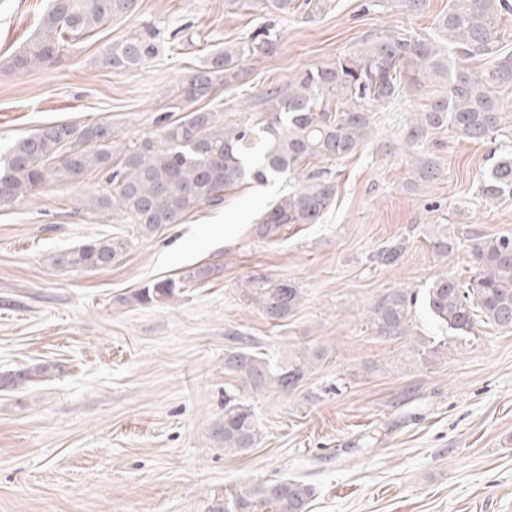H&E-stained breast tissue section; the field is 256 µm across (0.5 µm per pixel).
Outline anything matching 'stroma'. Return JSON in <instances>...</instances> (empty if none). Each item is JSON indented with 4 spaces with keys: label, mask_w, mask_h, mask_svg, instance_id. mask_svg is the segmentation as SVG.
Here are the masks:
<instances>
[{
    "label": "stroma",
    "mask_w": 512,
    "mask_h": 512,
    "mask_svg": "<svg viewBox=\"0 0 512 512\" xmlns=\"http://www.w3.org/2000/svg\"><path fill=\"white\" fill-rule=\"evenodd\" d=\"M294 0L295 11L257 12L250 0H139L54 66L24 73L10 56L34 31L47 0H0V154L42 126L103 123L122 153L152 133L209 49L235 43L258 22L275 27V52L246 58L242 81L220 87L233 122L270 83L326 66L391 27L438 36L448 0ZM146 25L177 38L174 50L115 70L112 43ZM498 96V131L473 142L442 128L412 143L403 129L427 103L410 90L373 115L371 137L335 166L336 197L316 224L258 240L260 213L291 189L278 179L241 183L223 204L202 205L149 238L112 210L86 204L100 173L51 183L0 209V374L55 365L19 391L0 392V512H222L239 488L297 477L314 485L311 512H512V330L480 325L449 337L440 358L407 360L403 340L374 336L369 310L395 288H427L443 270L471 275L475 237H512V197L481 185L512 152V86ZM439 166L437 179L418 175ZM456 234L449 256L432 246ZM130 238L105 269L62 270L48 259L93 239ZM399 244L397 264L379 252ZM204 267L217 268L196 278ZM253 276L286 279L304 302L285 322L243 297ZM174 300L132 297L165 279ZM276 363L315 348L322 360L296 391L246 393L262 437L225 452L213 435L224 366L237 343Z\"/></svg>",
    "instance_id": "stroma-1"
}]
</instances>
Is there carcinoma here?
<instances>
[{"instance_id": "cac0c4a2", "label": "carcinoma", "mask_w": 512, "mask_h": 512, "mask_svg": "<svg viewBox=\"0 0 512 512\" xmlns=\"http://www.w3.org/2000/svg\"><path fill=\"white\" fill-rule=\"evenodd\" d=\"M137 0H50L33 35L14 54L8 68L25 72L48 66L77 40L93 36L112 18L132 13ZM512 12V0H448L439 29L447 45L401 28L369 37L360 48L327 66L295 75L287 86H269L257 93L263 122H224L218 88L241 79L244 59L270 55L280 35L267 24L241 41L211 50L187 79L183 100L188 114L165 116L155 132L130 144L112 158L108 144L112 127L63 124L45 126L16 140L0 155V208L25 200L52 182H76L89 172L103 175L109 190L90 200L97 210H117L136 225L142 237L178 224L201 204L217 206L224 192L251 179L264 184L277 177L298 181L260 215L254 227L262 241L279 239L289 224H316L336 195L328 163L356 153L370 137L372 114L397 100L409 87L442 86L415 114L406 138L416 142L425 130H448L472 141H483L497 129L500 105L497 88L512 86V51L505 50L494 17ZM160 32L145 27L112 44L107 62L121 70L138 66L159 54ZM485 66L475 69L470 60ZM207 101L200 107L198 103ZM490 197L512 194V155L501 157L484 182ZM129 247L119 236L92 239L51 256L52 265L66 269H96L112 265ZM473 275L463 282L443 272L422 292L397 288L370 308L375 335L410 341L409 356L432 360L442 344L422 341L416 321L423 309L441 333L476 335V326L512 328V238H475L470 250ZM180 285L163 280L133 296L137 303L169 301ZM245 296L271 321L295 314L304 295L284 279L248 280ZM321 349L310 350L272 365L248 346L225 357L224 364L241 382V390L274 388L295 391ZM50 365L0 376V391L15 390L33 376H46ZM224 450L238 453L259 443V425L250 405L235 394L224 395V418L214 428ZM314 488L298 478L244 487L224 497V512H310Z\"/></svg>"}]
</instances>
